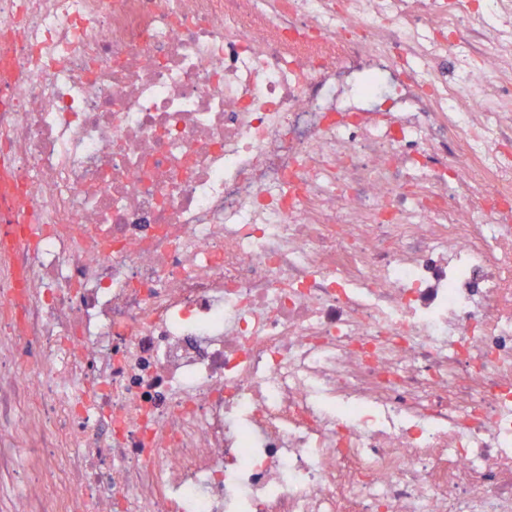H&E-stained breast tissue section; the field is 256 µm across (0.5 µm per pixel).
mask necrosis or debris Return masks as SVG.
<instances>
[{"label":"necrosis or debris","mask_w":512,"mask_h":512,"mask_svg":"<svg viewBox=\"0 0 512 512\" xmlns=\"http://www.w3.org/2000/svg\"><path fill=\"white\" fill-rule=\"evenodd\" d=\"M495 8L0 0L20 512H512Z\"/></svg>","instance_id":"4bbe7bcc"}]
</instances>
